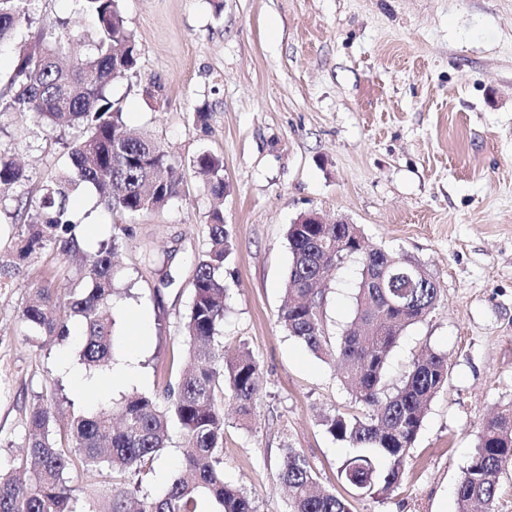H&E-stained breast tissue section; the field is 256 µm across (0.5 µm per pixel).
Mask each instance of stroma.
Returning a JSON list of instances; mask_svg holds the SVG:
<instances>
[{
    "label": "stroma",
    "mask_w": 512,
    "mask_h": 512,
    "mask_svg": "<svg viewBox=\"0 0 512 512\" xmlns=\"http://www.w3.org/2000/svg\"><path fill=\"white\" fill-rule=\"evenodd\" d=\"M121 0L140 59L114 84L128 129L150 133L169 152L182 196L161 211L110 215L93 194L74 205L91 251L113 224L127 227L115 258L113 354L89 370L80 336L33 346L21 310L37 288L65 286L78 264L52 250L11 265L22 224L19 202L38 197L67 158L71 131H46L33 115L0 113V153L29 179L0 197V459L20 457L39 396L55 394L56 428L142 393L160 395L187 361L184 327L193 260L205 250L212 199L193 159L224 160V221L235 250L224 304L227 351L247 347L260 363L255 414L224 406V479L248 492L257 512H289L277 474L285 447L299 449L320 487L352 453L321 424L354 407L340 374L279 324L292 256L287 231L310 211L357 225L368 247L424 269L440 288L424 320L407 327L386 366L395 391L414 360L448 359V385L427 406L398 488L349 497L350 512H456V487L485 420L512 406V0ZM35 24L65 19L88 35L91 19L73 0H35ZM160 80L165 96L147 100ZM206 108V126L192 122ZM363 254L324 279L329 336L352 320ZM147 333L135 337L138 322ZM139 340L137 379L115 384ZM86 383L84 391L75 379ZM178 428L146 480L165 492L181 468Z\"/></svg>",
    "instance_id": "35a3bbf8"
}]
</instances>
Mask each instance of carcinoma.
<instances>
[{
	"mask_svg": "<svg viewBox=\"0 0 512 512\" xmlns=\"http://www.w3.org/2000/svg\"><path fill=\"white\" fill-rule=\"evenodd\" d=\"M31 0H0V45L32 24ZM95 25L96 39L87 54L74 56L80 35L61 21L39 29L35 41L15 48L9 94L0 97V112H30L49 128L79 132L70 163L49 177L41 195L24 207L25 229L16 259L51 249L60 256L79 255L81 278L64 297L56 289L36 291L22 310L35 331L29 337L64 342L71 327L83 333L82 363L103 368L112 361V311L115 292L113 257L127 228L113 225L109 241L94 252L82 248L75 232L72 202L85 188L93 189L109 214L161 210L181 195L168 152L150 134L123 131L122 108L112 99V84L133 72L139 48L120 9V0H76ZM204 192L224 196L223 159L204 152L193 160ZM28 178L13 158L0 154V184L17 185ZM361 233L355 224H291L287 237L292 264L284 282L287 302L279 316L289 335L303 342L329 364L341 361L344 386L353 389L363 406L359 414L336 411L323 419L327 432L355 449L338 469L340 480L353 490L385 496L401 482L410 451L422 425L426 402L448 383V360L431 352L414 361L402 385L385 389V367L403 331L428 316L438 301L432 281L398 277L391 288L375 283L377 260L364 263L354 317L336 341L327 336L322 317L326 269L356 253L351 241ZM344 241L345 248L336 249ZM233 250V236L215 209L207 224L206 249L195 258L193 297L186 321L190 368L176 387L160 397L134 394L114 410L75 415L67 443L56 439L52 405H33L29 416L27 455L0 467V512H99L94 501H79L68 486L74 459L87 470H107L112 488L105 512H199L205 494L221 512H256L245 491L224 482V396L239 414L253 413L259 393L260 365L246 347L224 356V270ZM181 433L184 466L167 490L153 496L144 490L148 473L168 447L171 425ZM512 461V409L489 418L475 454L456 489L458 512L482 505L492 512L500 475ZM317 474L296 448L283 449L278 480L288 488L290 512H350V504L330 491L313 492Z\"/></svg>",
	"mask_w": 512,
	"mask_h": 512,
	"instance_id": "carcinoma-1",
	"label": "carcinoma"
}]
</instances>
